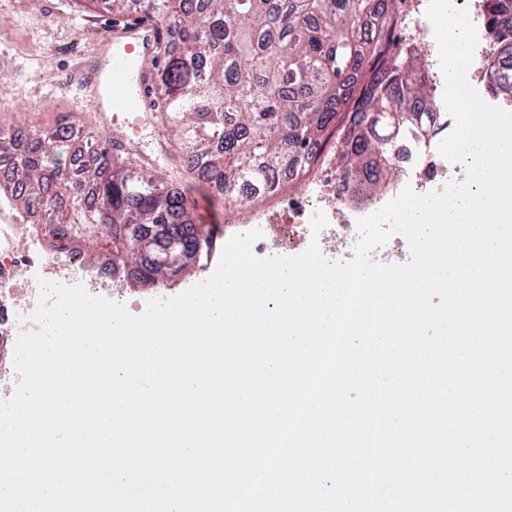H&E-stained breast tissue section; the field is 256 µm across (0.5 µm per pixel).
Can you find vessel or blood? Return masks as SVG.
I'll return each instance as SVG.
<instances>
[{"instance_id":"b4317fda","label":"vessel or blood","mask_w":512,"mask_h":512,"mask_svg":"<svg viewBox=\"0 0 512 512\" xmlns=\"http://www.w3.org/2000/svg\"><path fill=\"white\" fill-rule=\"evenodd\" d=\"M156 40L157 31L152 27L117 28L98 45L99 73L89 78L88 85L105 97L111 112L149 111L148 64L155 53Z\"/></svg>"}]
</instances>
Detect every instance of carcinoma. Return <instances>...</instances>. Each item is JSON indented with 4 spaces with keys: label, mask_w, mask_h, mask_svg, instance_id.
Returning <instances> with one entry per match:
<instances>
[{
    "label": "carcinoma",
    "mask_w": 512,
    "mask_h": 512,
    "mask_svg": "<svg viewBox=\"0 0 512 512\" xmlns=\"http://www.w3.org/2000/svg\"><path fill=\"white\" fill-rule=\"evenodd\" d=\"M101 1L118 16L132 10V0H75L89 12ZM139 10L161 26L152 90L182 170L226 210L250 209L308 177L313 149L333 138L345 183L376 186L392 169L393 144L420 135L407 115L434 116L429 77L393 39L384 0H139ZM485 13L484 77L492 91L512 89V0H485ZM390 41L395 54L357 85ZM347 108L357 114L348 124ZM27 130L29 147L14 157L24 190L0 186V194L28 211L52 192L38 223L85 236L89 256L108 260L112 273L154 285L166 278L158 256L172 238L186 268L197 263L198 235L211 243L176 183L112 154L85 125L64 116L53 130ZM74 150L101 163L68 170Z\"/></svg>",
    "instance_id": "1"
}]
</instances>
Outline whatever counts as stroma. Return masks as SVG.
Returning <instances> with one entry per match:
<instances>
[{"instance_id":"1","label":"stroma","mask_w":512,"mask_h":512,"mask_svg":"<svg viewBox=\"0 0 512 512\" xmlns=\"http://www.w3.org/2000/svg\"><path fill=\"white\" fill-rule=\"evenodd\" d=\"M106 8L85 17L72 11L67 0H0V123H35L54 126L63 112L96 128L100 136L123 134L143 147L154 171H168L170 160L160 145L161 128L137 125L133 115L121 114L110 127L99 126L95 104L81 92L73 78L83 58L104 30L112 25ZM194 200L200 222L224 227L252 223L251 212L236 214L211 204L194 180L181 183Z\"/></svg>"}]
</instances>
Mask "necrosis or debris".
<instances>
[{
	"mask_svg": "<svg viewBox=\"0 0 512 512\" xmlns=\"http://www.w3.org/2000/svg\"><path fill=\"white\" fill-rule=\"evenodd\" d=\"M454 121L446 109H437L433 133L428 142L408 137L398 142L393 163L403 176L400 186L392 187L399 194L401 185H411L416 192L443 191L449 180L460 172L437 151L438 144L451 133ZM329 163V149L319 146L313 167L318 180L314 193L288 200L289 213L314 215L345 209L351 222L326 225L313 231L308 224H266L264 236L256 250L262 257L281 256L292 251L297 240L317 239L321 252L331 260L352 259L357 240L356 219L368 216L381 207L373 202L357 207L346 200L340 187L324 179L322 172ZM80 284L93 295L109 296L115 286L112 271L103 263H92L82 253L79 237L58 238L44 224L29 223L11 196L0 197V335L19 337L37 330L32 320L39 295V280Z\"/></svg>",
	"mask_w": 512,
	"mask_h": 512,
	"instance_id": "necrosis-or-debris-1",
	"label": "necrosis or debris"
}]
</instances>
